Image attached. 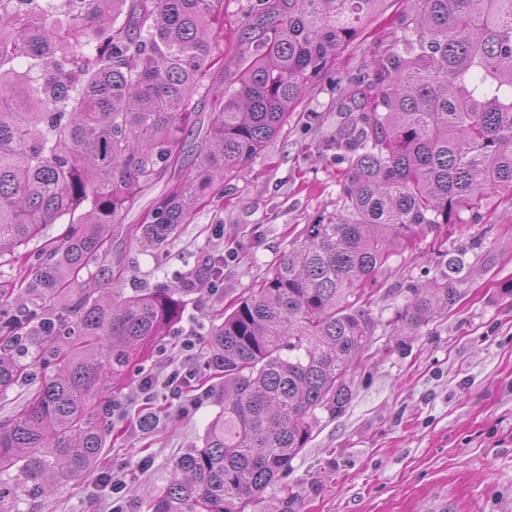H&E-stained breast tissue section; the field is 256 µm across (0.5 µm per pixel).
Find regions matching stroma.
Listing matches in <instances>:
<instances>
[{
  "label": "stroma",
  "mask_w": 512,
  "mask_h": 512,
  "mask_svg": "<svg viewBox=\"0 0 512 512\" xmlns=\"http://www.w3.org/2000/svg\"><path fill=\"white\" fill-rule=\"evenodd\" d=\"M410 2L387 0L327 78L304 93L281 133L225 182L223 198L182 225L164 249L115 242L127 291L180 284L209 254L230 252L234 260L224 268L223 296L192 295L179 328L132 370L118 397L126 413L112 418L99 468L42 497L38 512H109L102 483L114 473L127 485L131 512H148L150 496L170 481L182 453L202 447L224 385L206 369L205 351L194 360L192 386L204 396L191 416H178L162 388L143 401L138 383L179 365L182 328L209 329L305 225L339 209L344 165L336 159V133L350 104L348 84L401 48ZM461 218L445 243L433 231L420 233L416 251L395 257L381 275L371 304L381 325L353 375V401L341 417L322 422L288 470L298 512H512V295L504 291L512 284V193L493 194L483 221L466 210ZM488 224L495 232L486 237ZM477 236L483 246L459 301L397 347L399 283L434 278L438 246L453 250Z\"/></svg>",
  "instance_id": "obj_1"
}]
</instances>
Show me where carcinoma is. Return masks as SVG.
I'll list each match as a JSON object with an SVG mask.
<instances>
[{
	"mask_svg": "<svg viewBox=\"0 0 512 512\" xmlns=\"http://www.w3.org/2000/svg\"><path fill=\"white\" fill-rule=\"evenodd\" d=\"M384 2L239 0L227 19L224 0H0V259L25 260L19 248L69 216L52 262L20 284L61 306L53 330L34 335L0 308V392L52 369L0 424V512H35L100 463L113 394L198 292L124 295L125 269L103 265L112 237L166 245L264 151ZM349 94L340 209L305 225L211 326L220 411L149 512H247L352 402L351 375L381 324L370 294L392 258L512 192V0H414L403 48ZM159 185L141 222L122 223ZM468 252H440L438 276L406 285L400 335L457 303ZM104 274L109 301L97 296ZM280 493L279 512H296L293 487Z\"/></svg>",
	"mask_w": 512,
	"mask_h": 512,
	"instance_id": "carcinoma-1",
	"label": "carcinoma"
}]
</instances>
